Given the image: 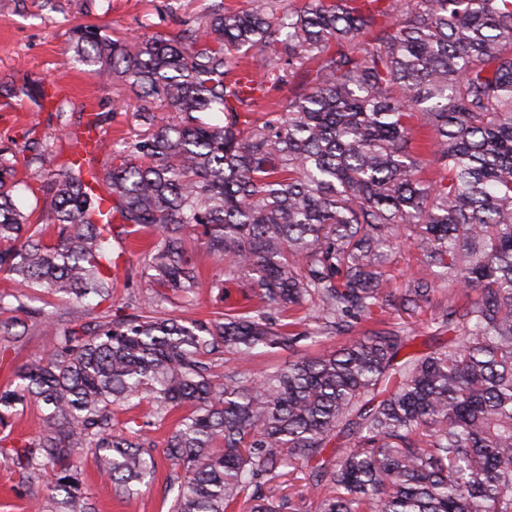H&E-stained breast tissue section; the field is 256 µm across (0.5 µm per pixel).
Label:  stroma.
<instances>
[{
    "label": "stroma",
    "mask_w": 512,
    "mask_h": 512,
    "mask_svg": "<svg viewBox=\"0 0 512 512\" xmlns=\"http://www.w3.org/2000/svg\"><path fill=\"white\" fill-rule=\"evenodd\" d=\"M208 0H56L47 8L43 0H0V81L26 78L45 83L66 102V119L58 121L49 112H37L28 99L0 93V145L22 139L32 131L35 139L58 136V149L70 154L87 114L98 113V132L109 146L144 133L136 109L137 101L121 85H105L89 75L74 56L71 32L79 25L111 28L114 36L131 40L141 36L146 26L175 36L193 24ZM150 230L134 241L113 240L112 298L102 302L88 297L77 302L31 288L15 294L10 280L0 275V294L6 297L0 309V389L12 385L15 372L37 355L49 351L52 339L44 330L43 313H52L57 326L94 325L116 317H129L144 310L146 298H156L155 315L183 320H205L240 301L236 287L228 291L214 288L223 279L224 269L198 241L191 255L205 286L193 299L173 295L141 278L144 251L151 243ZM341 337L328 335L318 342L301 341L296 350L268 352L254 358V370H273L288 365L298 355H314L340 345ZM177 416L154 425L150 437L155 444L157 471L153 480L140 486L132 499L116 497L110 482L98 473L93 460L84 462L85 488L96 512H169L174 493L170 483L174 470L163 454L165 441L176 427ZM30 491L11 455L0 453V512H32Z\"/></svg>",
    "instance_id": "1"
}]
</instances>
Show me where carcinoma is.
I'll return each mask as SVG.
<instances>
[{
    "mask_svg": "<svg viewBox=\"0 0 512 512\" xmlns=\"http://www.w3.org/2000/svg\"><path fill=\"white\" fill-rule=\"evenodd\" d=\"M72 35L94 78L143 102L148 134L105 174L47 140L1 146L0 272L106 301L110 242L149 228L142 277L198 292L196 238L246 304L211 322L45 319L52 349L0 390L1 425L35 401L42 430L0 449L30 484L52 468L49 512H91L85 453L122 498L155 472L145 428H117L136 397L158 421L192 408L163 448L171 512H293L269 483L298 473L317 512H512V0H307L280 15L212 0L174 37ZM269 85L287 94L258 123ZM7 93L65 114L43 86ZM34 183L50 204L38 223L15 201ZM400 244L418 272L392 289ZM442 283L448 347L404 353L415 336L381 327L389 309L414 318ZM309 305L317 328L297 332L286 318ZM333 333L351 338L258 376L214 374L218 354Z\"/></svg>",
    "mask_w": 512,
    "mask_h": 512,
    "instance_id": "carcinoma-1",
    "label": "carcinoma"
}]
</instances>
